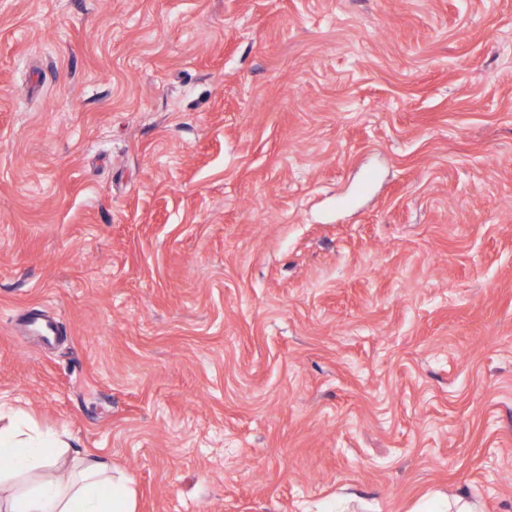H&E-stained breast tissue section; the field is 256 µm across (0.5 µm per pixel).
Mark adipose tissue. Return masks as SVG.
Returning a JSON list of instances; mask_svg holds the SVG:
<instances>
[{
  "instance_id": "ef3b65f1",
  "label": "adipose tissue",
  "mask_w": 512,
  "mask_h": 512,
  "mask_svg": "<svg viewBox=\"0 0 512 512\" xmlns=\"http://www.w3.org/2000/svg\"><path fill=\"white\" fill-rule=\"evenodd\" d=\"M59 435L30 425L0 427V512H136L134 490L109 458L72 459Z\"/></svg>"
}]
</instances>
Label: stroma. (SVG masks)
<instances>
[{"label": "stroma", "instance_id": "1", "mask_svg": "<svg viewBox=\"0 0 512 512\" xmlns=\"http://www.w3.org/2000/svg\"><path fill=\"white\" fill-rule=\"evenodd\" d=\"M0 403L137 512H512V0H0Z\"/></svg>", "mask_w": 512, "mask_h": 512}]
</instances>
